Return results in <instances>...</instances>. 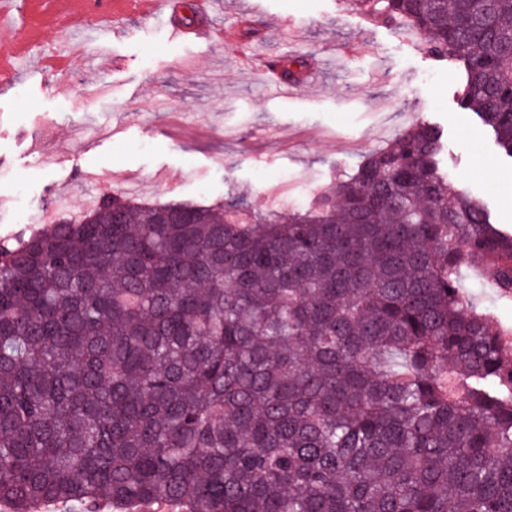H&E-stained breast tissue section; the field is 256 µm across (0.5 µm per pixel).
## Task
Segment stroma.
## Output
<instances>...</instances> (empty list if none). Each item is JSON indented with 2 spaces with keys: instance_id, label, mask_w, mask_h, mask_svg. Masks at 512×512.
Returning a JSON list of instances; mask_svg holds the SVG:
<instances>
[{
  "instance_id": "1",
  "label": "stroma",
  "mask_w": 512,
  "mask_h": 512,
  "mask_svg": "<svg viewBox=\"0 0 512 512\" xmlns=\"http://www.w3.org/2000/svg\"><path fill=\"white\" fill-rule=\"evenodd\" d=\"M252 2L192 0L195 23L223 30L220 46L177 37L166 15L97 16L90 54L101 72L77 55L52 77L0 90V240L33 232L36 213L74 214L105 192L149 204L235 194L268 214L285 183L293 212L417 122L442 129L453 185L512 231V159L458 108L459 68L349 0H262L250 21ZM263 57L299 62L294 93L260 77ZM462 286L512 327V298L481 268Z\"/></svg>"
}]
</instances>
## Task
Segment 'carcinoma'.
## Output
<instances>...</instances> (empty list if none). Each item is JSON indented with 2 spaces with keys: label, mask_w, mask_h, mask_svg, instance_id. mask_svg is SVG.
<instances>
[{
  "label": "carcinoma",
  "mask_w": 512,
  "mask_h": 512,
  "mask_svg": "<svg viewBox=\"0 0 512 512\" xmlns=\"http://www.w3.org/2000/svg\"><path fill=\"white\" fill-rule=\"evenodd\" d=\"M465 73L512 158V0H355ZM402 130L304 211L141 205L0 247V504L512 512V234ZM462 286L479 306L489 308L503 327H512V298H499L491 279L481 268L467 269L462 279Z\"/></svg>",
  "instance_id": "cac0c4a2"
}]
</instances>
